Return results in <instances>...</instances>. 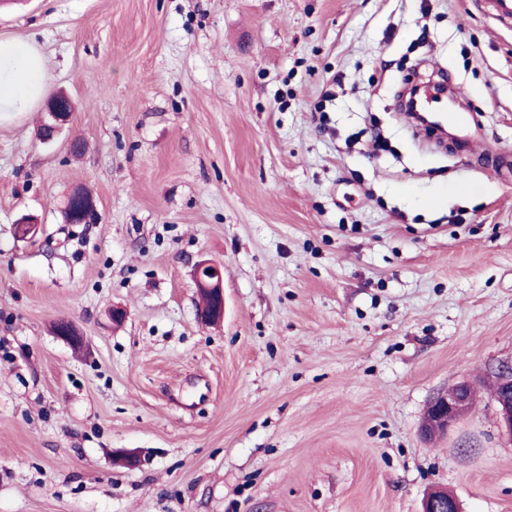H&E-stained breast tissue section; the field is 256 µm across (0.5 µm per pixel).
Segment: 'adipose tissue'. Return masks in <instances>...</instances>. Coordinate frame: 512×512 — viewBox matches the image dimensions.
Returning <instances> with one entry per match:
<instances>
[{"instance_id": "ef3b65f1", "label": "adipose tissue", "mask_w": 512, "mask_h": 512, "mask_svg": "<svg viewBox=\"0 0 512 512\" xmlns=\"http://www.w3.org/2000/svg\"><path fill=\"white\" fill-rule=\"evenodd\" d=\"M51 89L47 57L27 41L0 39V119L32 111Z\"/></svg>"}]
</instances>
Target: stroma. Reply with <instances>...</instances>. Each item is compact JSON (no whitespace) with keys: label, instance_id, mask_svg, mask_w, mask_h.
<instances>
[{"label":"stroma","instance_id":"1","mask_svg":"<svg viewBox=\"0 0 512 512\" xmlns=\"http://www.w3.org/2000/svg\"><path fill=\"white\" fill-rule=\"evenodd\" d=\"M5 38L75 111L49 145L43 106L0 121V512H420L432 487L512 512L483 381L512 358V27L470 0H0ZM415 73L465 89L467 148L407 122ZM76 189L96 223L65 222ZM461 381L472 410L424 438ZM208 270H213V273H208ZM194 277L204 299L198 310V318L206 324L223 321V266L206 261L200 262L194 268ZM475 391L472 382L462 381L435 397L426 410L421 433L426 437L448 433L471 410Z\"/></svg>","mask_w":512,"mask_h":512}]
</instances>
